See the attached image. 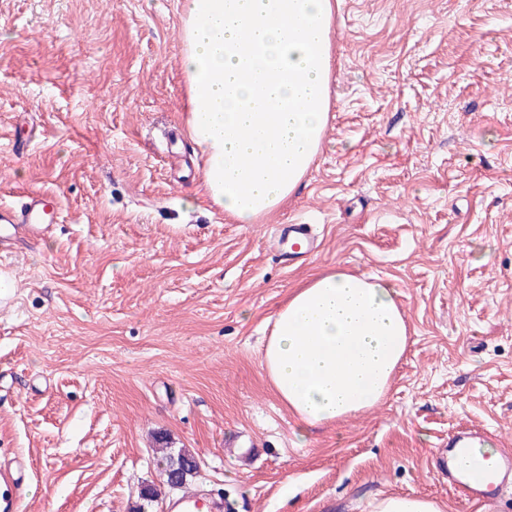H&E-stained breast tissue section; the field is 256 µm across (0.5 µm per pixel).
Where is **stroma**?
I'll use <instances>...</instances> for the list:
<instances>
[{"instance_id": "1", "label": "stroma", "mask_w": 512, "mask_h": 512, "mask_svg": "<svg viewBox=\"0 0 512 512\" xmlns=\"http://www.w3.org/2000/svg\"><path fill=\"white\" fill-rule=\"evenodd\" d=\"M182 0H0V207L60 221L0 250V464L23 512H367L398 494L480 512L433 455L512 448V0H336L330 118L274 218L200 197ZM315 225L284 267L273 225ZM391 281L410 327L377 405L299 439L260 346L320 270ZM199 468L162 485L159 437ZM29 479L27 467L21 461L0 466V511L20 512L24 505L23 489ZM224 509V502H211L200 497H187L173 506L174 512H220Z\"/></svg>"}]
</instances>
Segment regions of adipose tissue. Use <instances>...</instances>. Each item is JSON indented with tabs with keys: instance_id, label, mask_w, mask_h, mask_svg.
I'll return each instance as SVG.
<instances>
[{
	"instance_id": "adipose-tissue-1",
	"label": "adipose tissue",
	"mask_w": 512,
	"mask_h": 512,
	"mask_svg": "<svg viewBox=\"0 0 512 512\" xmlns=\"http://www.w3.org/2000/svg\"><path fill=\"white\" fill-rule=\"evenodd\" d=\"M190 139L212 205L272 215L308 172L329 118L333 0H184ZM409 341L387 280L319 272L278 310L261 368L304 427L379 403Z\"/></svg>"
}]
</instances>
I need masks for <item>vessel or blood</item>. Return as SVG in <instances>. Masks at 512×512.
I'll return each instance as SVG.
<instances>
[{"instance_id": "1", "label": "vessel or blood", "mask_w": 512, "mask_h": 512, "mask_svg": "<svg viewBox=\"0 0 512 512\" xmlns=\"http://www.w3.org/2000/svg\"><path fill=\"white\" fill-rule=\"evenodd\" d=\"M56 201L34 193L21 207L0 208V240L41 236L56 219ZM272 247L281 264L295 265L307 261L320 245L311 225L282 224L273 235ZM484 437L459 430L448 438V446L435 455L437 469L448 477L451 489L466 501L496 512L503 489L512 485V448H503L494 463H487L478 453ZM29 479L24 463L0 466V512H21L23 489Z\"/></svg>"}]
</instances>
